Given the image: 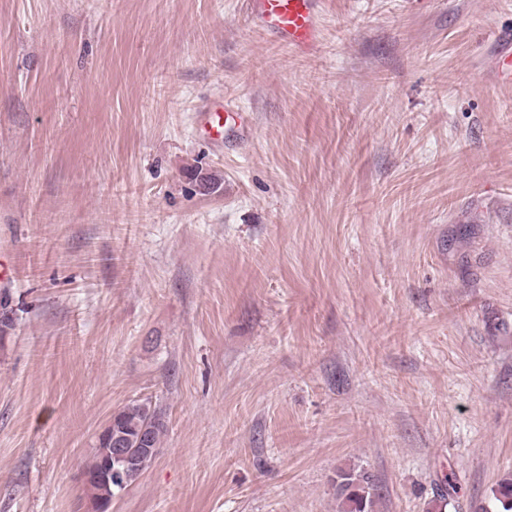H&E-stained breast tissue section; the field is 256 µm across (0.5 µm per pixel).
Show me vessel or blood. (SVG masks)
I'll return each instance as SVG.
<instances>
[{
    "label": "vessel or blood",
    "instance_id": "1",
    "mask_svg": "<svg viewBox=\"0 0 512 512\" xmlns=\"http://www.w3.org/2000/svg\"><path fill=\"white\" fill-rule=\"evenodd\" d=\"M321 0H245L246 18L260 30L276 35L279 43L309 50L320 43ZM494 66L498 76L512 81V30H499L494 38Z\"/></svg>",
    "mask_w": 512,
    "mask_h": 512
}]
</instances>
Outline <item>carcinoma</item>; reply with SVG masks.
Returning a JSON list of instances; mask_svg holds the SVG:
<instances>
[{"mask_svg":"<svg viewBox=\"0 0 512 512\" xmlns=\"http://www.w3.org/2000/svg\"><path fill=\"white\" fill-rule=\"evenodd\" d=\"M111 420L112 433H120L126 440L127 460L117 468L126 471L131 484L157 455L167 426L163 415L146 402L124 406L112 414ZM111 456L109 442L103 437L97 438L95 452L87 461L84 472L95 474L101 471ZM336 487L342 497L343 512H374L377 493L369 475L342 469L336 474ZM84 489L91 501L106 504L120 491L109 481H97ZM481 512H512V478H504L498 483L492 494V505L481 508Z\"/></svg>","mask_w":512,"mask_h":512,"instance_id":"1","label":"carcinoma"}]
</instances>
